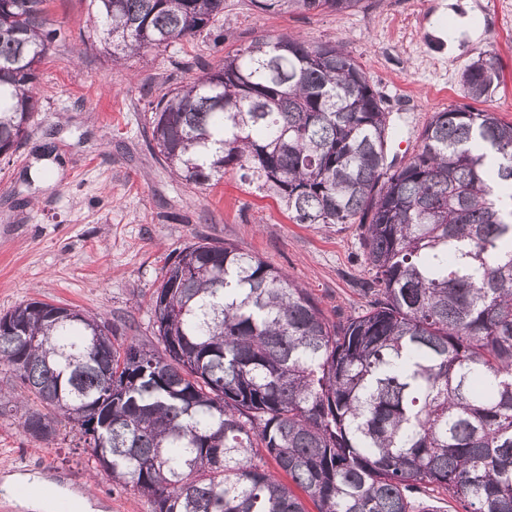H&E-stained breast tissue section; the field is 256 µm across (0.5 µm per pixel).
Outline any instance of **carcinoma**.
Instances as JSON below:
<instances>
[{"mask_svg": "<svg viewBox=\"0 0 512 512\" xmlns=\"http://www.w3.org/2000/svg\"><path fill=\"white\" fill-rule=\"evenodd\" d=\"M49 0H0V155L29 135L38 66L62 31ZM260 13L362 0H250ZM119 62L214 25L224 0H90ZM501 83L479 59L474 101ZM156 156L186 184L230 170L297 224H356L377 299L327 321L306 288L232 244L179 250L151 298L162 351L112 342L81 310L30 300L0 315V417L47 444L66 419L95 477L152 512H512V123L433 113L387 161L383 100L342 43L282 34L149 103ZM494 163H487L488 157ZM276 464L280 479L258 458ZM425 494L438 507L437 512H466V504L460 499L450 498L444 489L433 487V490H428Z\"/></svg>", "mask_w": 512, "mask_h": 512, "instance_id": "1", "label": "carcinoma"}]
</instances>
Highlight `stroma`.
Wrapping results in <instances>:
<instances>
[{
    "label": "stroma",
    "mask_w": 512,
    "mask_h": 512,
    "mask_svg": "<svg viewBox=\"0 0 512 512\" xmlns=\"http://www.w3.org/2000/svg\"><path fill=\"white\" fill-rule=\"evenodd\" d=\"M66 35L39 68L28 140L0 157V314L36 299L97 314L117 342L154 338L152 292L175 250L230 243L308 288L338 323L369 307V278L353 224H295L268 192L228 172L216 186L183 184L149 147L148 104L222 66L228 53L282 32L346 44L386 99L396 130L388 155L407 160L433 112L473 105L512 122V0H363L344 12L263 14L224 0L225 21L113 65L89 48V0H49ZM474 24L478 37H452ZM503 67L500 88L469 102L461 74L479 58ZM33 476L52 494L86 498L94 512H151L131 488L89 475L73 437L43 445L18 419L0 418V477Z\"/></svg>",
    "instance_id": "1"
}]
</instances>
